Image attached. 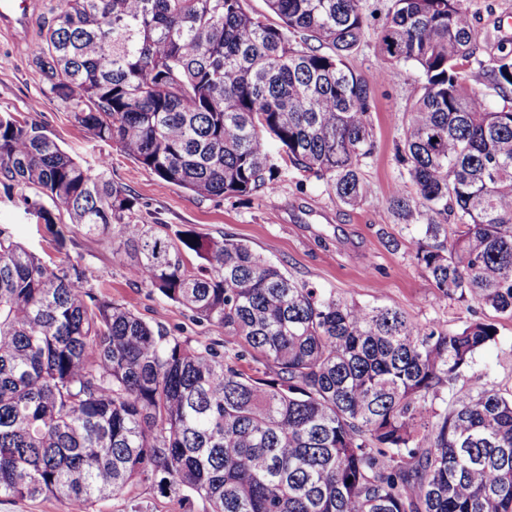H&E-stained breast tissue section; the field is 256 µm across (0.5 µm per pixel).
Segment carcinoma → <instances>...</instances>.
<instances>
[{"label":"carcinoma","mask_w":512,"mask_h":512,"mask_svg":"<svg viewBox=\"0 0 512 512\" xmlns=\"http://www.w3.org/2000/svg\"><path fill=\"white\" fill-rule=\"evenodd\" d=\"M264 3L62 0L32 62L75 125L167 183L270 190L271 140L357 206L375 98L349 57L370 15L362 0ZM376 46L385 80L421 76L395 146L414 191L387 199L413 259L437 299L512 319V52L477 57L467 0H391ZM105 168L0 113V185L57 249L65 213L236 350L149 324L0 225L1 498L93 512L136 481L206 512H512V398L458 385L494 322L418 324L299 283L229 235L173 238Z\"/></svg>","instance_id":"cac0c4a2"}]
</instances>
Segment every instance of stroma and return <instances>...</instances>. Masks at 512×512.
Returning a JSON list of instances; mask_svg holds the SVG:
<instances>
[{"mask_svg": "<svg viewBox=\"0 0 512 512\" xmlns=\"http://www.w3.org/2000/svg\"><path fill=\"white\" fill-rule=\"evenodd\" d=\"M61 7V0H38L29 42L0 30V113L19 121H34L78 161L95 165L106 157L108 179L135 196L146 223L165 225L168 233L192 230L220 238L231 235L277 264L295 280L343 298L370 305H394L418 323L440 321L455 327L472 316L465 305L438 302L427 273L412 258L415 243L387 208L394 186L401 183L395 145L402 118L419 94L420 77L406 68L394 83L378 80L385 62L375 49V32H368L350 66L370 80L377 110L373 114L374 156L363 164L367 194L360 206L340 203L323 181L284 166L274 190L251 200L200 197L169 184L134 163L112 144L73 125L70 105L53 97L31 62L44 21ZM469 20L478 34V57L489 60L501 48H512V0H469ZM0 224L9 225L15 239L57 265L81 260L112 300L151 324H158L189 341L225 343L224 332L191 322L179 305L161 298L130 278L126 260L110 243L71 228L65 252H58L44 225L25 213L17 196L0 191ZM397 246H389V239ZM495 341L481 351L460 379L477 390L493 388L512 395V320L496 318ZM204 512L195 497L162 495L144 483L128 486L118 497L95 503L94 512Z\"/></svg>", "mask_w": 512, "mask_h": 512, "instance_id": "obj_1", "label": "stroma"}]
</instances>
